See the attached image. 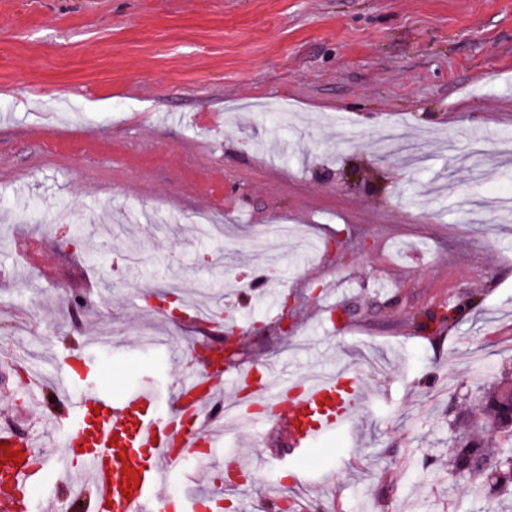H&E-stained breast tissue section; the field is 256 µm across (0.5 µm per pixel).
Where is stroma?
<instances>
[{"mask_svg":"<svg viewBox=\"0 0 512 512\" xmlns=\"http://www.w3.org/2000/svg\"><path fill=\"white\" fill-rule=\"evenodd\" d=\"M489 196L512 198V0H0V427L41 436L22 368L87 348L97 383L151 375L168 404L197 365L165 293L222 304L234 363L369 390L301 462L281 417L224 433L170 504L236 455L223 512H512L448 468L455 411L512 374V212Z\"/></svg>","mask_w":512,"mask_h":512,"instance_id":"35a3bbf8","label":"stroma"}]
</instances>
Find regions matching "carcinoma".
Here are the masks:
<instances>
[{
    "mask_svg": "<svg viewBox=\"0 0 512 512\" xmlns=\"http://www.w3.org/2000/svg\"><path fill=\"white\" fill-rule=\"evenodd\" d=\"M512 382L504 379L482 386V392L468 411L457 412L451 420L456 431L448 454V469L458 475L487 479L488 491L498 493L512 486ZM496 458L503 468L490 472L479 465Z\"/></svg>",
    "mask_w": 512,
    "mask_h": 512,
    "instance_id": "1",
    "label": "carcinoma"
}]
</instances>
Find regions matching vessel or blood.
<instances>
[{"instance_id": "b4317fda", "label": "vessel or blood", "mask_w": 512, "mask_h": 512, "mask_svg": "<svg viewBox=\"0 0 512 512\" xmlns=\"http://www.w3.org/2000/svg\"><path fill=\"white\" fill-rule=\"evenodd\" d=\"M226 380L249 388L258 402L287 420L298 460L317 440L352 427L366 400L362 381L344 382L337 372L270 384L259 381L252 368L227 372L208 364L181 378L174 404L164 412L158 411V394L148 380L119 396L99 388L80 392L53 415L62 432L60 458H36L29 436L0 431V473L6 477L0 483V512H29L31 489L50 468L74 512H165L159 492L183 465L186 449L216 442L224 419L216 391ZM97 410L103 415L98 422ZM75 468L88 476L87 487L69 485L67 473Z\"/></svg>"}]
</instances>
